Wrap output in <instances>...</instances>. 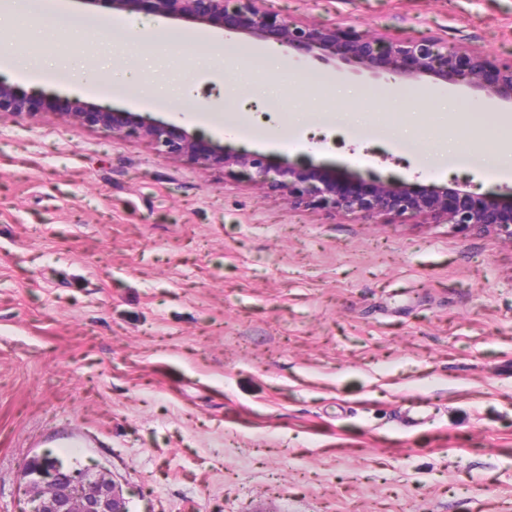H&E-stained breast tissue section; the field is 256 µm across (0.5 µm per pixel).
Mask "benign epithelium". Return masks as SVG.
Wrapping results in <instances>:
<instances>
[{
	"label": "benign epithelium",
	"mask_w": 512,
	"mask_h": 512,
	"mask_svg": "<svg viewBox=\"0 0 512 512\" xmlns=\"http://www.w3.org/2000/svg\"><path fill=\"white\" fill-rule=\"evenodd\" d=\"M107 2L127 13L159 18L202 19L236 31L242 27L262 40L287 49H318L326 57L346 56L351 63L377 73L411 81L425 77L463 82L488 98L512 101V62L496 63L466 49L450 50L435 39L398 40L362 35L354 30L301 24L269 13L265 0H83ZM61 111L71 122L98 127L112 134L136 133L147 138L167 158H191L204 166H238L249 178L288 192V203H317L366 218L381 214L425 213L462 230L495 231L512 243V196L417 189L398 179L354 184L318 172L305 177L295 165L276 166L245 150L217 145L175 124L159 123L135 112L61 102L42 90L18 91L0 78V116L31 111ZM27 499L23 512H128L121 491L99 472L71 470L62 462L32 461L22 472Z\"/></svg>",
	"instance_id": "1"
}]
</instances>
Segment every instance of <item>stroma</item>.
<instances>
[{"label": "stroma", "instance_id": "stroma-1", "mask_svg": "<svg viewBox=\"0 0 512 512\" xmlns=\"http://www.w3.org/2000/svg\"><path fill=\"white\" fill-rule=\"evenodd\" d=\"M62 2L37 38L16 23L19 48L56 43L41 78L0 73L16 88L135 112L149 93L128 73L147 65L150 117L266 162L512 195L494 128L512 104L466 84L317 49L273 62L266 41L203 21L155 17L151 44H117L107 22L139 15ZM266 7L512 60V0ZM201 36L233 51L218 79ZM188 79L204 112L173 106ZM257 112L271 121L242 139ZM41 458L108 473L128 512H512V244L424 214L293 206L135 135L2 116L0 512H22L21 472Z\"/></svg>", "mask_w": 512, "mask_h": 512}]
</instances>
